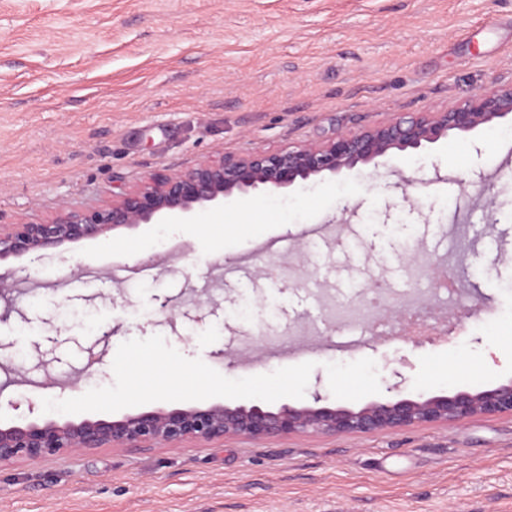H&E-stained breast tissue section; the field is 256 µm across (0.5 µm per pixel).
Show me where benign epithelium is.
Returning <instances> with one entry per match:
<instances>
[{
	"label": "benign epithelium",
	"instance_id": "1",
	"mask_svg": "<svg viewBox=\"0 0 512 512\" xmlns=\"http://www.w3.org/2000/svg\"><path fill=\"white\" fill-rule=\"evenodd\" d=\"M512 114V86H493L444 112H425L411 120H392L359 131L338 133L322 143L274 153L202 160L181 171L155 172L102 207L82 212L60 210L43 223L20 220L0 225V260L105 236L132 224H148L162 213H187L206 202L263 188L274 192L323 172H337L377 157L435 143L452 130L492 126ZM283 405L275 411L258 405L157 409L112 420L78 423L26 421L0 427V468L19 461L97 448L179 447L228 437L262 440L298 434H353L423 427L474 417L512 415V382L493 389L425 400L373 402L358 410Z\"/></svg>",
	"mask_w": 512,
	"mask_h": 512
}]
</instances>
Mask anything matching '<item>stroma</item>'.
<instances>
[{
    "mask_svg": "<svg viewBox=\"0 0 512 512\" xmlns=\"http://www.w3.org/2000/svg\"><path fill=\"white\" fill-rule=\"evenodd\" d=\"M496 83H512V0H0V224L91 209L205 158L441 112ZM304 224L325 237L298 239ZM503 227L512 115L0 261L14 288L0 299V423L299 407L317 392L356 410L511 382ZM267 238L288 242L273 273L224 275ZM117 260L138 274L113 276ZM345 335L354 351L318 346ZM303 345L313 353L279 355ZM0 512H512V417L28 459L0 471Z\"/></svg>",
    "mask_w": 512,
    "mask_h": 512,
    "instance_id": "obj_1",
    "label": "stroma"
}]
</instances>
